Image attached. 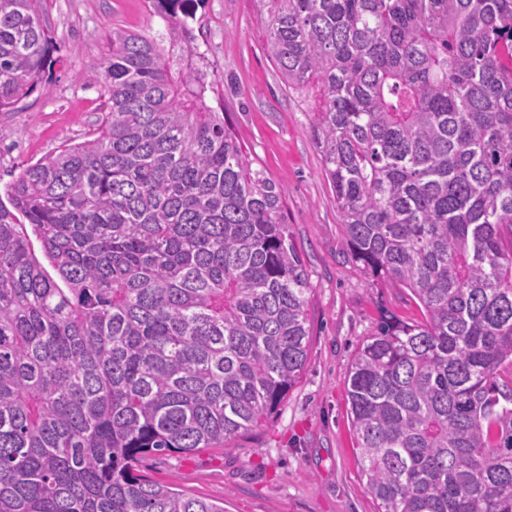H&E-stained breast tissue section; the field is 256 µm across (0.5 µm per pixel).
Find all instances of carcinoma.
Listing matches in <instances>:
<instances>
[{
  "instance_id": "cac0c4a2",
  "label": "carcinoma",
  "mask_w": 512,
  "mask_h": 512,
  "mask_svg": "<svg viewBox=\"0 0 512 512\" xmlns=\"http://www.w3.org/2000/svg\"><path fill=\"white\" fill-rule=\"evenodd\" d=\"M84 79L96 137L0 199V512H224L140 474L222 448L304 370L308 276L283 189L191 63L198 0H150ZM352 259L408 289L346 395L378 512H512V0H259ZM180 46L181 54L173 52ZM42 0H0V111L53 64Z\"/></svg>"
}]
</instances>
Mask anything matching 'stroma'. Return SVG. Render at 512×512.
I'll return each mask as SVG.
<instances>
[{
    "label": "stroma",
    "instance_id": "35a3bbf8",
    "mask_svg": "<svg viewBox=\"0 0 512 512\" xmlns=\"http://www.w3.org/2000/svg\"><path fill=\"white\" fill-rule=\"evenodd\" d=\"M258 0H200L189 24L206 102L227 113L253 168L284 190L288 231L306 268L309 352L303 373L260 426L223 448L153 455L142 474L226 512H377L356 461L345 381L381 316L421 314L409 292L373 278L351 255L311 124L317 85L288 89L276 69ZM58 61L41 87L0 112V190L23 166L90 139L104 112L83 73L108 53L113 29L153 37L165 24L146 0H44Z\"/></svg>",
    "mask_w": 512,
    "mask_h": 512
}]
</instances>
